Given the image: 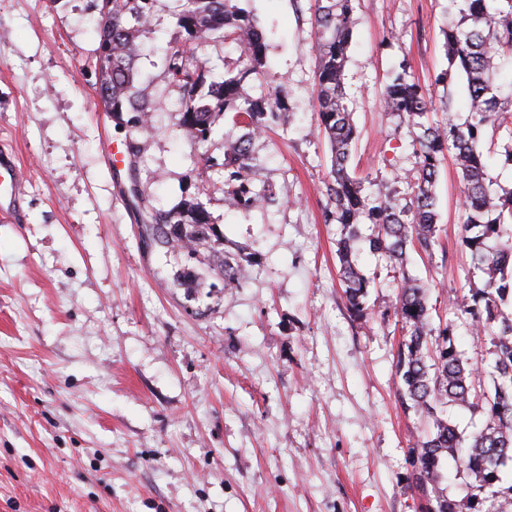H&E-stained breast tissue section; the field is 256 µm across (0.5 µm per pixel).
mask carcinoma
<instances>
[{"instance_id":"obj_1","label":"carcinoma","mask_w":512,"mask_h":512,"mask_svg":"<svg viewBox=\"0 0 512 512\" xmlns=\"http://www.w3.org/2000/svg\"><path fill=\"white\" fill-rule=\"evenodd\" d=\"M448 22L443 28L448 69L435 84L450 86L453 70L465 78L470 117L463 123L452 114V94L435 101L402 62L393 70L382 98L385 111L398 116L410 128L414 147L413 169L407 175L409 202L373 189L374 181L351 175L349 162L357 139L352 112L344 90L348 51L356 25L355 0H315L313 25L317 32V67L313 107L320 133L331 152V170L325 181L324 222L340 226L336 242L337 275L347 308L362 315L367 310L371 280L357 267L353 253L359 225L373 228L370 249L384 256L398 271V293L392 311L382 319L401 325L396 373L400 385L396 397L406 410L432 421V430L409 448L412 484L420 492L421 512H512V482L503 484L502 470L512 463V190L492 188L479 145L488 130L504 124L508 111L495 83L496 61L512 55V0L491 9V0H449ZM152 0H112L110 25L98 17V37L112 28L110 52L97 55L98 69L112 89V116L122 123L123 113L137 114L144 123L150 112L142 95L133 90L134 66L139 56L135 32L150 18ZM185 33L186 49L168 64L172 79L184 88L182 127L195 143L207 141L216 119L225 112L245 126L251 135L264 133L278 114L288 108V95L267 92L245 94L251 76L267 72V47L262 31L241 0H184L176 14ZM220 36L242 51L235 68L206 80L189 62L191 51ZM442 120L431 123L435 110ZM453 158L462 197L461 245L469 253L471 274L480 273L482 287L470 289L457 311L467 316L470 335L485 347L488 367L475 366L456 344L457 324L433 323L428 287L406 275L408 251L431 254L438 242L439 215L435 184L447 158ZM224 175L232 184L231 208H250L274 200L270 189L252 188L255 168L250 140L224 151ZM155 224L165 247L187 240L189 252L209 244L212 219L199 199L180 207L154 210ZM242 263L226 256L213 269L224 286H238ZM489 373L487 387L483 374ZM469 408L485 416L484 427L464 436L452 422L438 416L449 404ZM453 458L457 474L465 475L463 494L450 496L439 486L442 461Z\"/></svg>"}]
</instances>
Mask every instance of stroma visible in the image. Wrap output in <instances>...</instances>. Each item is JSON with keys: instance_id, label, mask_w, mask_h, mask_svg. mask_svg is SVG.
<instances>
[{"instance_id": "1", "label": "stroma", "mask_w": 512, "mask_h": 512, "mask_svg": "<svg viewBox=\"0 0 512 512\" xmlns=\"http://www.w3.org/2000/svg\"><path fill=\"white\" fill-rule=\"evenodd\" d=\"M267 37L268 73L288 95L251 140L253 187L276 203H224L231 116L195 144L167 58L183 50L178 0H153L138 32L135 86L153 133L103 127L95 110L97 0H0V151L27 173L18 219L0 212V512H416L409 446L428 430L394 397L401 329L380 319L397 288L361 226L356 262L373 283L354 317L337 276L339 227L325 223L330 150L312 106L314 0H245ZM448 0H357L345 92L357 127L350 170L406 194L412 138L384 112L408 62L440 99ZM135 141L114 175L108 144ZM512 129L481 145L495 188L512 189ZM439 243L411 254L433 318L469 291L456 167L436 184ZM201 199L209 245L152 236L153 209ZM250 258L225 288L212 269Z\"/></svg>"}]
</instances>
